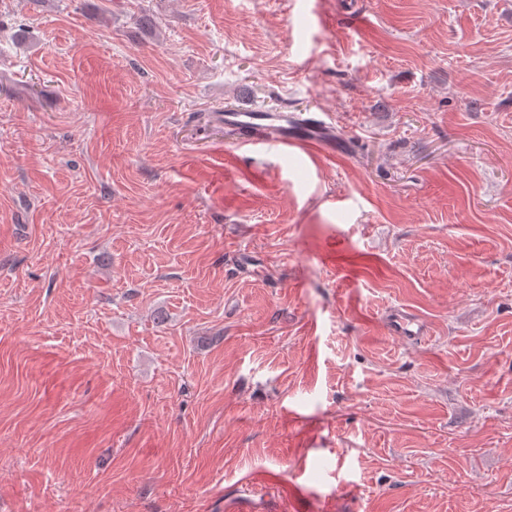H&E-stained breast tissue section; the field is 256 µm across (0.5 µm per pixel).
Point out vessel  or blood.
<instances>
[{
    "label": "vessel or blood",
    "mask_w": 512,
    "mask_h": 512,
    "mask_svg": "<svg viewBox=\"0 0 512 512\" xmlns=\"http://www.w3.org/2000/svg\"><path fill=\"white\" fill-rule=\"evenodd\" d=\"M223 120L241 130L242 142L249 146H259L276 140L287 147H300L306 153L330 150L334 147V140L328 127L315 121L300 125H275L267 122L258 111L244 107L224 114ZM388 328L392 335L402 338H412L424 333L422 322L406 311L393 314Z\"/></svg>",
    "instance_id": "vessel-or-blood-1"
}]
</instances>
